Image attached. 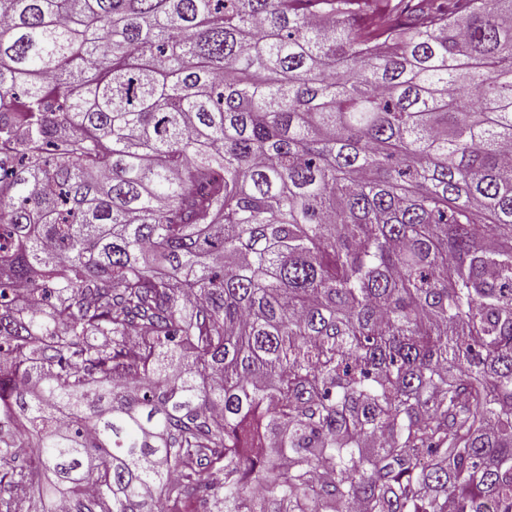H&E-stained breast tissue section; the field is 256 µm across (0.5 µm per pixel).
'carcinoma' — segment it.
Here are the masks:
<instances>
[{
    "label": "carcinoma",
    "mask_w": 512,
    "mask_h": 512,
    "mask_svg": "<svg viewBox=\"0 0 512 512\" xmlns=\"http://www.w3.org/2000/svg\"><path fill=\"white\" fill-rule=\"evenodd\" d=\"M512 512V0H0V512Z\"/></svg>",
    "instance_id": "obj_1"
}]
</instances>
